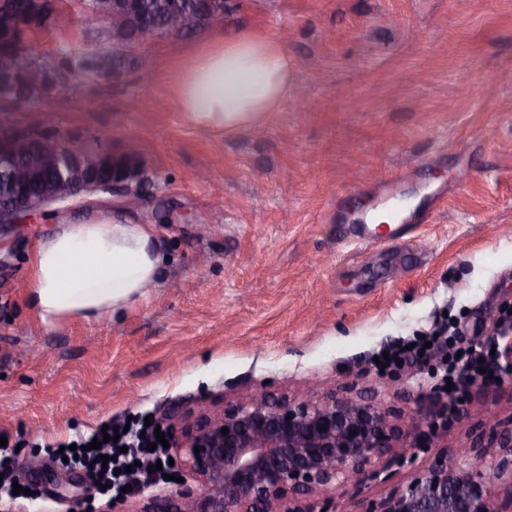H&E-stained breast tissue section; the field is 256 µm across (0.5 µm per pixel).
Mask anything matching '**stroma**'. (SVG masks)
I'll use <instances>...</instances> for the list:
<instances>
[{"mask_svg":"<svg viewBox=\"0 0 512 512\" xmlns=\"http://www.w3.org/2000/svg\"><path fill=\"white\" fill-rule=\"evenodd\" d=\"M56 8L28 36L33 60L98 49L78 0ZM222 29L281 41L294 65L259 125L224 134L178 105L175 79L210 24L130 48L120 82L77 83L8 115L104 150L135 143L146 172L139 201L91 196L0 235V435L32 490L11 512H112L46 446L312 379L434 425L414 461L377 462L398 482L475 441L484 411L512 418V377L476 381L452 405L437 356L373 363L442 322L458 345L479 342L512 307V0H224ZM391 208L394 243H360L356 225ZM98 212L154 225L157 281L99 319L43 320L26 290L35 245Z\"/></svg>","mask_w":512,"mask_h":512,"instance_id":"35a3bbf8","label":"stroma"}]
</instances>
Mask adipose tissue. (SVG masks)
<instances>
[{
    "label": "adipose tissue",
    "instance_id": "adipose-tissue-1",
    "mask_svg": "<svg viewBox=\"0 0 512 512\" xmlns=\"http://www.w3.org/2000/svg\"><path fill=\"white\" fill-rule=\"evenodd\" d=\"M292 64L273 39L216 31L178 76V100L189 121L235 132L261 123L287 96ZM156 231L98 215L66 224L36 245L28 298L42 319H92L131 306L159 274Z\"/></svg>",
    "mask_w": 512,
    "mask_h": 512
}]
</instances>
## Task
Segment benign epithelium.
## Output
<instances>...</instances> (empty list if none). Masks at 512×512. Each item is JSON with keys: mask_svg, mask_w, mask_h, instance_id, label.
Wrapping results in <instances>:
<instances>
[{"mask_svg": "<svg viewBox=\"0 0 512 512\" xmlns=\"http://www.w3.org/2000/svg\"><path fill=\"white\" fill-rule=\"evenodd\" d=\"M31 2L38 13L8 14L3 20L20 44L28 31L48 25L55 11L51 0ZM185 21L180 0H171L165 30ZM154 36L139 27L112 45V52L118 55ZM47 74L57 81L62 76L53 64L20 66L0 56V99L22 100L25 89L42 84ZM135 156L130 146L120 154H91L76 134L45 133L0 119V233L85 195L134 201L142 182ZM499 341L501 369L512 375V332H500ZM486 418L483 449L461 444L357 512H505L497 496L503 487L512 512V423L501 424L490 411ZM161 421L179 433L168 456L195 475L200 488L196 495L177 492L176 507L161 502L154 512H323L321 497L361 485L367 470L389 453L413 455L423 437L417 413L334 392L320 396L312 387L297 395L256 390L218 410L176 411Z\"/></svg>", "mask_w": 512, "mask_h": 512, "instance_id": "obj_1", "label": "benign epithelium"}]
</instances>
